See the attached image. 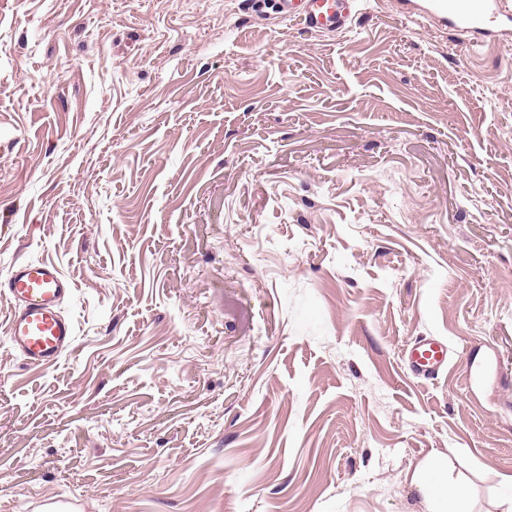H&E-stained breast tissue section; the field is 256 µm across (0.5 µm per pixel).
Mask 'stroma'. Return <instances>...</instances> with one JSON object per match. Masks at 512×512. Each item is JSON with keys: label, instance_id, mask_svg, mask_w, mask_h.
Returning <instances> with one entry per match:
<instances>
[{"label": "stroma", "instance_id": "obj_1", "mask_svg": "<svg viewBox=\"0 0 512 512\" xmlns=\"http://www.w3.org/2000/svg\"><path fill=\"white\" fill-rule=\"evenodd\" d=\"M0 512H512V34L404 0L319 35L242 0H0ZM448 368L420 381L404 348ZM73 285L51 261L17 263L0 289L12 304L7 336L10 349L32 366H50L72 347L75 330L61 309ZM403 362L413 375L434 379L448 367V346L433 337L417 339L404 350ZM419 477L431 499V512H472L466 485L448 479V461L438 454L425 461ZM34 508L38 512H80L82 502L75 498L57 497L36 501Z\"/></svg>", "mask_w": 512, "mask_h": 512}]
</instances>
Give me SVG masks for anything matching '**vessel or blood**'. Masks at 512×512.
Instances as JSON below:
<instances>
[{
	"label": "vessel or blood",
	"instance_id": "b4317fda",
	"mask_svg": "<svg viewBox=\"0 0 512 512\" xmlns=\"http://www.w3.org/2000/svg\"><path fill=\"white\" fill-rule=\"evenodd\" d=\"M282 19L298 21L311 33L336 34L348 30L359 0H276ZM418 13L433 16L451 29L470 36L491 37L512 32V5L507 0H425ZM73 290L58 267L47 260L17 263L0 295L12 310L7 336L11 350L32 366H50L72 347L75 330L61 305ZM403 362L415 376L430 380L448 366V346L423 337L408 345ZM37 512H81L80 500L57 497L36 501Z\"/></svg>",
	"mask_w": 512,
	"mask_h": 512
}]
</instances>
